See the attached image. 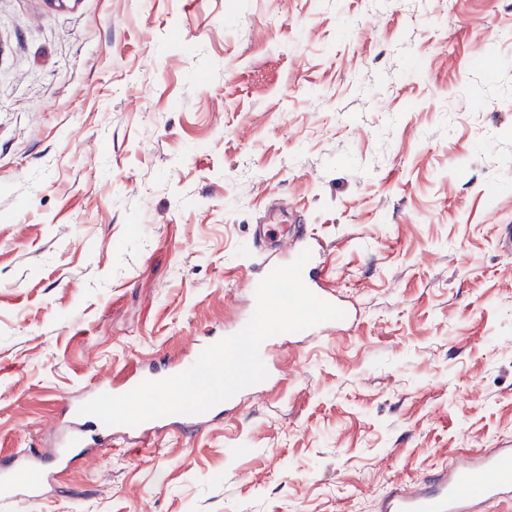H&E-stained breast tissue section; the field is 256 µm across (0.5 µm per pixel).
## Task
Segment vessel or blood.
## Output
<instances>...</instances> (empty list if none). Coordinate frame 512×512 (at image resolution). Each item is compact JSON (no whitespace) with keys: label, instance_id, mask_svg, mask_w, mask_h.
I'll list each match as a JSON object with an SVG mask.
<instances>
[{"label":"vessel or blood","instance_id":"obj_1","mask_svg":"<svg viewBox=\"0 0 512 512\" xmlns=\"http://www.w3.org/2000/svg\"><path fill=\"white\" fill-rule=\"evenodd\" d=\"M277 250L274 256L258 251V272L247 279V293H255L262 276L277 266L293 262L307 250L311 257L303 270L304 283L316 296L341 308L345 316L300 332H285L267 338L261 344L259 354L269 369L274 368L276 353L282 347L346 333L358 316L356 307L329 282L326 245L314 244L305 232L293 229L279 237ZM60 405L65 417L60 451L48 461L22 448L12 453L8 466L0 469L1 505L18 499L39 502L44 489L55 482L59 473L96 455L97 450L86 434L89 418L79 412L80 400L64 397ZM162 428V419L156 418L135 426L101 424L97 430L108 444L133 435H155ZM503 503L512 504L511 441L496 442L477 452L455 455L426 479L393 484L380 496L377 509L378 512H491L493 506Z\"/></svg>","mask_w":512,"mask_h":512}]
</instances>
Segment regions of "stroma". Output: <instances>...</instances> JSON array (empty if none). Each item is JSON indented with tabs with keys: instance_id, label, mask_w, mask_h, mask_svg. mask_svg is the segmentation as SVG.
<instances>
[{
	"instance_id": "stroma-1",
	"label": "stroma",
	"mask_w": 512,
	"mask_h": 512,
	"mask_svg": "<svg viewBox=\"0 0 512 512\" xmlns=\"http://www.w3.org/2000/svg\"><path fill=\"white\" fill-rule=\"evenodd\" d=\"M258 224L328 245L352 331L0 512H377L512 440V0H0V467L248 314Z\"/></svg>"
}]
</instances>
